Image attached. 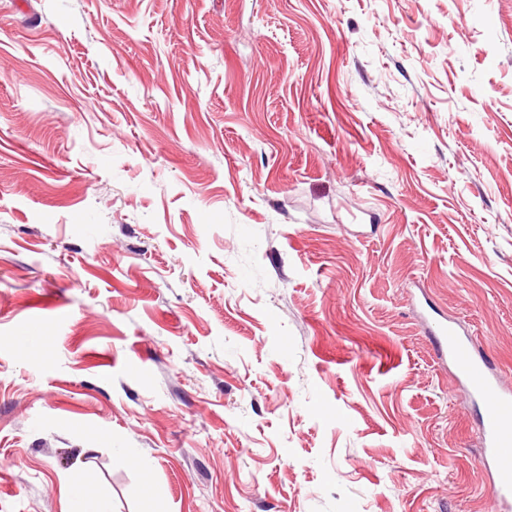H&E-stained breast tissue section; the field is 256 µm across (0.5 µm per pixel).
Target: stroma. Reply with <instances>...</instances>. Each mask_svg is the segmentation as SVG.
Segmentation results:
<instances>
[{
	"instance_id": "1",
	"label": "stroma",
	"mask_w": 512,
	"mask_h": 512,
	"mask_svg": "<svg viewBox=\"0 0 512 512\" xmlns=\"http://www.w3.org/2000/svg\"><path fill=\"white\" fill-rule=\"evenodd\" d=\"M512 0H0V512H496ZM435 355L448 358L458 381L486 407L482 416L485 466L493 474L490 496L499 510L512 505V390L503 386L488 357L476 350L456 327L438 322L429 327ZM70 486L69 512H110L107 501L88 489L84 474L80 470L68 477Z\"/></svg>"
}]
</instances>
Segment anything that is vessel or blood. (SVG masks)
Segmentation results:
<instances>
[{
	"label": "vessel or blood",
	"mask_w": 512,
	"mask_h": 512,
	"mask_svg": "<svg viewBox=\"0 0 512 512\" xmlns=\"http://www.w3.org/2000/svg\"><path fill=\"white\" fill-rule=\"evenodd\" d=\"M429 334L438 359L449 360L458 381L486 408L482 417L485 464L493 474L490 496L497 506L512 505V389L503 386L488 357L454 325L438 322Z\"/></svg>",
	"instance_id": "vessel-or-blood-1"
}]
</instances>
